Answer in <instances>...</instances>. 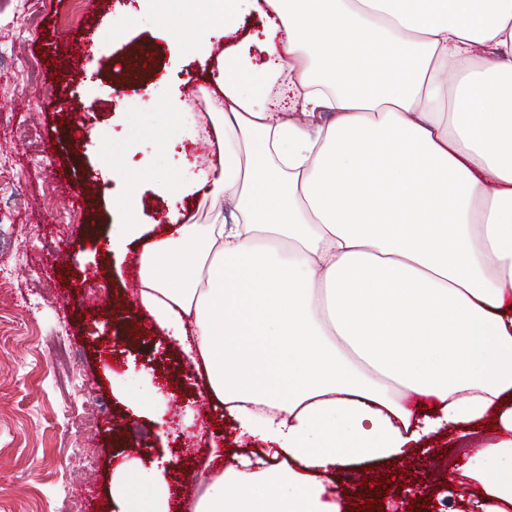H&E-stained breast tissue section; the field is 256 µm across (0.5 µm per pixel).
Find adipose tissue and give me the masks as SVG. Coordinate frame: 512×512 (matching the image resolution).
<instances>
[{"label": "adipose tissue", "instance_id": "adipose-tissue-1", "mask_svg": "<svg viewBox=\"0 0 512 512\" xmlns=\"http://www.w3.org/2000/svg\"><path fill=\"white\" fill-rule=\"evenodd\" d=\"M261 36L236 40L242 4ZM217 162L140 255L138 304L251 438L194 512H349L339 470L496 424L459 466L470 512H512V0H224ZM136 186L109 249L147 234ZM428 410H421V403ZM124 512H168L123 463ZM176 206L180 211L183 208L185 215L191 211L190 214L196 217V224H212L219 214L224 216V204L221 200H203L200 197L194 202L192 197H184Z\"/></svg>", "mask_w": 512, "mask_h": 512}]
</instances>
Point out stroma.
I'll return each instance as SVG.
<instances>
[{"label": "stroma", "instance_id": "obj_1", "mask_svg": "<svg viewBox=\"0 0 512 512\" xmlns=\"http://www.w3.org/2000/svg\"><path fill=\"white\" fill-rule=\"evenodd\" d=\"M130 2L0 0V512H117L115 468L137 459L165 469L170 512H182L211 439L228 454L244 449L234 425L210 423L201 379L136 304L133 260L116 264L103 246L121 231L112 197L131 181L143 224L173 203L200 224L224 211L222 201L175 202L162 190L185 174L171 142L187 139L218 94L193 46L198 21L179 24L165 41L155 25L177 15L172 0H146L129 13ZM112 16L116 24L104 27ZM64 31L71 37L63 45ZM145 46L141 78L125 63ZM33 68L41 73L35 84L27 80ZM117 76L129 77L139 107L118 106ZM77 98L95 112L82 114ZM71 118L107 134L72 144ZM127 146L141 165L130 178L113 177V153ZM79 182L92 191L77 207L65 186ZM62 246L67 258L50 271ZM64 292L75 299L66 309L58 301ZM127 393L155 404L156 414L133 416ZM493 438L482 429L459 448L441 437L397 465L338 477V486L377 475L390 487L378 496L382 512H408L421 496L432 499L430 512H457L462 491L450 486V468ZM405 472L413 481L403 487L397 476Z\"/></svg>", "mask_w": 512, "mask_h": 512}]
</instances>
